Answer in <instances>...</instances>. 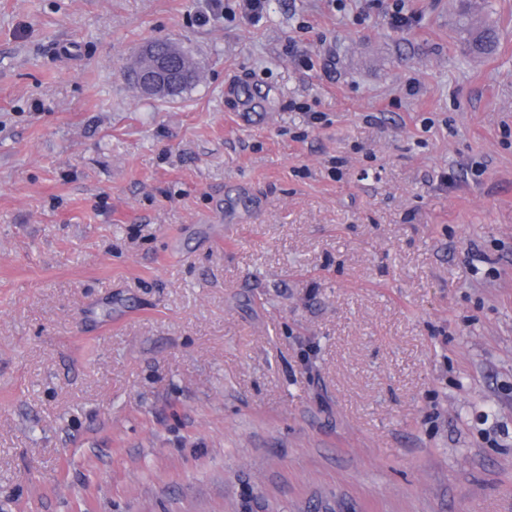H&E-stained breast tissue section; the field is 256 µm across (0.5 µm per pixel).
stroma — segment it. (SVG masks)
<instances>
[{
  "label": "stroma",
  "mask_w": 512,
  "mask_h": 512,
  "mask_svg": "<svg viewBox=\"0 0 512 512\" xmlns=\"http://www.w3.org/2000/svg\"><path fill=\"white\" fill-rule=\"evenodd\" d=\"M408 7L0 0V512H512V0ZM212 10L221 15L235 19L237 14L250 22H258L264 13L265 0H226L233 2L225 4L222 0H212ZM459 35L462 43L471 54H489L497 46L498 34L493 27L476 29L472 26L467 15H463ZM181 52L183 55L181 66L186 67L189 80L175 91H172L187 76L175 64L178 60V51L170 49L168 52L160 54L156 53L153 48L147 47L145 53L149 55L150 61L145 69L138 72L135 77L138 90L146 96L165 94L160 97L169 99L179 96L191 86L197 79V66L189 50L182 47Z\"/></svg>",
  "instance_id": "stroma-1"
}]
</instances>
